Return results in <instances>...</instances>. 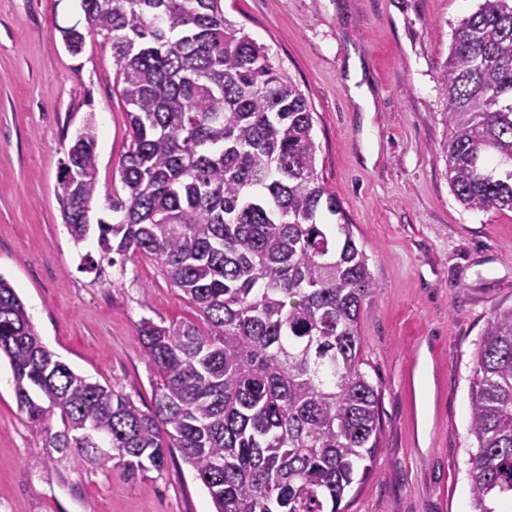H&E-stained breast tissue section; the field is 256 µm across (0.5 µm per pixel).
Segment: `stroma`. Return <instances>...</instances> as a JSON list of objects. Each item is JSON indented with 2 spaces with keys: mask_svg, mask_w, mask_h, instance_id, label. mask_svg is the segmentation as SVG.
Returning <instances> with one entry per match:
<instances>
[{
  "mask_svg": "<svg viewBox=\"0 0 512 512\" xmlns=\"http://www.w3.org/2000/svg\"><path fill=\"white\" fill-rule=\"evenodd\" d=\"M478 0H224V14L305 93L317 170L369 257L377 291L359 318L362 368L380 391L379 453L346 512H470L467 469L472 354L493 312L512 307V211L465 210L437 158L446 128L436 72L451 22ZM85 30L80 0H0V274L43 342L74 371L150 408L159 377L142 320L199 322L154 258L85 268L95 239L74 245L58 175L87 117L98 129L93 218L127 149L112 51ZM359 70L372 109L349 80ZM179 451L131 478L47 448L17 408L0 359V512H212Z\"/></svg>",
  "mask_w": 512,
  "mask_h": 512,
  "instance_id": "1",
  "label": "stroma"
}]
</instances>
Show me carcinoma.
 <instances>
[{"label":"carcinoma","instance_id":"carcinoma-1","mask_svg":"<svg viewBox=\"0 0 512 512\" xmlns=\"http://www.w3.org/2000/svg\"><path fill=\"white\" fill-rule=\"evenodd\" d=\"M112 49L130 141L112 221L90 224L97 129L88 118L60 178L75 244L100 259H156L204 320L140 323L159 386L152 409L74 372L43 343L0 275V354L18 408L48 447L135 475L177 449L215 512H343L373 472L380 393L358 322L377 290L365 250L317 172L314 112L224 0H81ZM77 54L85 34L62 31ZM441 148L463 208L512 210V0H481L453 27L436 74ZM473 512H512V307L473 353ZM58 416L56 430L52 417Z\"/></svg>","mask_w":512,"mask_h":512}]
</instances>
